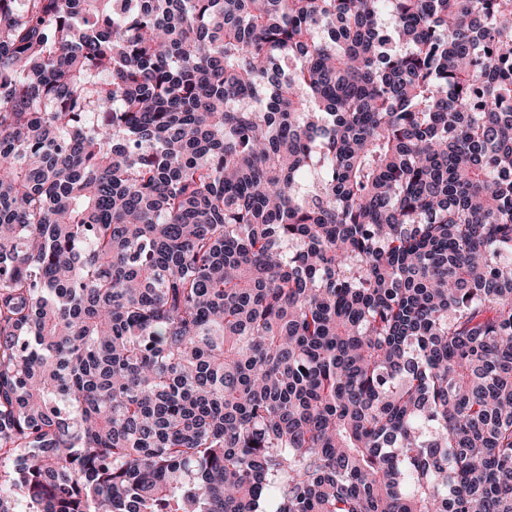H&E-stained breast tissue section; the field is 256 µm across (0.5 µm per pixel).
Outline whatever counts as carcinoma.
I'll return each mask as SVG.
<instances>
[{
	"label": "carcinoma",
	"mask_w": 512,
	"mask_h": 512,
	"mask_svg": "<svg viewBox=\"0 0 512 512\" xmlns=\"http://www.w3.org/2000/svg\"><path fill=\"white\" fill-rule=\"evenodd\" d=\"M0 512H512V0H0Z\"/></svg>",
	"instance_id": "cac0c4a2"
}]
</instances>
